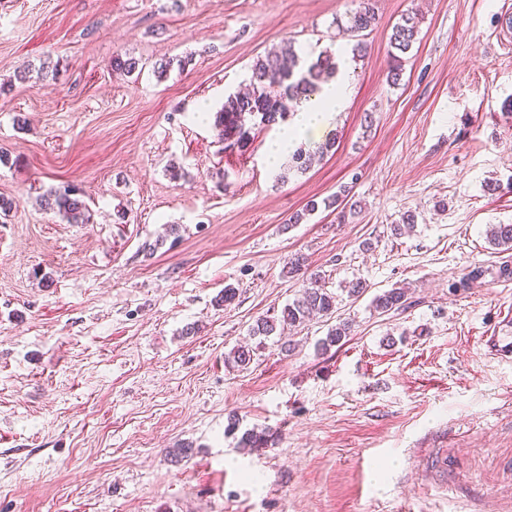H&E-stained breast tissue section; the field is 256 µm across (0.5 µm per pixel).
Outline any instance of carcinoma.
Masks as SVG:
<instances>
[{"mask_svg": "<svg viewBox=\"0 0 512 512\" xmlns=\"http://www.w3.org/2000/svg\"><path fill=\"white\" fill-rule=\"evenodd\" d=\"M377 22L376 13L369 2L347 17L345 31L357 37L372 28ZM419 20L415 16H404L401 22L393 26L390 36L388 78L397 84L402 74V55L409 52L416 42ZM112 71L131 75L139 68V60L126 54L112 56ZM339 73L336 55L329 50L322 51L314 59L303 58L291 40L284 41L278 48L258 57L251 66L249 88L241 93H233L224 99L222 108L216 112L214 128L221 141H229L240 149L251 142L250 122L260 117L262 124L285 123L291 116L289 103L317 94L323 84L333 81ZM335 139H328L311 148H297L291 155L283 178L303 174L308 171L315 159L325 158L334 148ZM44 209L59 214L70 224H86L89 215L80 190L67 188L51 190L40 197ZM488 243L505 251L512 250V224H494L487 233ZM319 277L310 278L309 285L293 302L285 305L277 316L258 318L249 328L248 335L269 337L284 325L299 326L312 314L330 316L336 311V296L318 285ZM371 305L373 309L385 314L401 310L409 305L408 290L391 288L376 295ZM351 324L341 321L331 327L326 337L318 343L319 350L327 352L330 348L350 334ZM254 359L253 348L238 344L224 354V365L237 370L249 367ZM272 433L268 429H248L239 439L242 448H266L271 443Z\"/></svg>", "mask_w": 512, "mask_h": 512, "instance_id": "cac0c4a2", "label": "carcinoma"}]
</instances>
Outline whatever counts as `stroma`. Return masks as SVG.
Returning <instances> with one entry per match:
<instances>
[{
	"instance_id": "obj_1",
	"label": "stroma",
	"mask_w": 512,
	"mask_h": 512,
	"mask_svg": "<svg viewBox=\"0 0 512 512\" xmlns=\"http://www.w3.org/2000/svg\"><path fill=\"white\" fill-rule=\"evenodd\" d=\"M361 5L0 0V195L17 202L0 217V512H512V361L482 347L512 308V251L486 238L512 224V0H374L356 58L339 24ZM413 14L395 85L390 35ZM286 38L340 55L350 91L323 132L334 154L282 182L266 153L284 125L241 151L212 114ZM117 53L141 72L113 73ZM168 58L187 65L157 80ZM47 59L57 80H16ZM66 185L89 223L37 204ZM333 196L355 213L289 225ZM475 264L484 279L452 289ZM314 273L334 315L225 367ZM402 284L408 308L372 309ZM256 426L273 444L240 448ZM254 359V350L249 345L237 344L224 355V365L231 369H248Z\"/></svg>"
}]
</instances>
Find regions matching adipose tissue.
I'll return each instance as SVG.
<instances>
[{"label": "adipose tissue", "mask_w": 512, "mask_h": 512, "mask_svg": "<svg viewBox=\"0 0 512 512\" xmlns=\"http://www.w3.org/2000/svg\"><path fill=\"white\" fill-rule=\"evenodd\" d=\"M348 92L346 78H338L323 86L321 92L311 100L297 105L291 135L274 141L269 147L270 160H277L286 152L290 139L313 136L324 130L331 122L334 112L342 107Z\"/></svg>", "instance_id": "1"}]
</instances>
